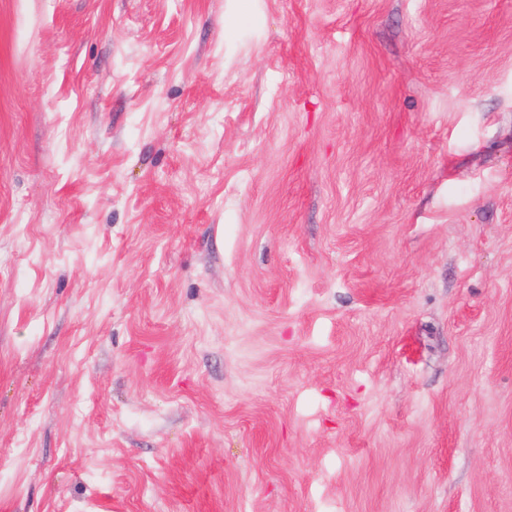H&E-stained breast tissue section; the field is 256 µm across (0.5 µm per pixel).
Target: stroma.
<instances>
[{
    "label": "stroma",
    "mask_w": 512,
    "mask_h": 512,
    "mask_svg": "<svg viewBox=\"0 0 512 512\" xmlns=\"http://www.w3.org/2000/svg\"><path fill=\"white\" fill-rule=\"evenodd\" d=\"M0 512H512V0H0Z\"/></svg>",
    "instance_id": "35a3bbf8"
}]
</instances>
